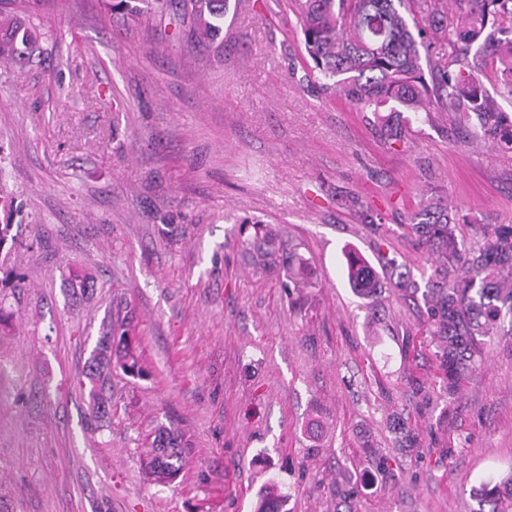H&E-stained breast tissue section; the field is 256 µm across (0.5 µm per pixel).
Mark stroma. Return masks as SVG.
I'll return each mask as SVG.
<instances>
[{
	"label": "stroma",
	"mask_w": 512,
	"mask_h": 512,
	"mask_svg": "<svg viewBox=\"0 0 512 512\" xmlns=\"http://www.w3.org/2000/svg\"><path fill=\"white\" fill-rule=\"evenodd\" d=\"M32 23L40 56L0 63V268L22 278L0 285V512H255L272 483L288 512H475L472 488L512 471V336L448 394L424 302L381 258L420 275L405 221L434 190L466 223L512 224V153L446 112L384 145L372 113L308 85L286 0H229L206 46L104 0ZM245 219L273 230L260 252ZM291 250L302 280L259 264ZM350 252L376 297L349 285ZM124 309L150 374L113 376L93 432L80 382ZM161 424L193 446L163 486L140 467Z\"/></svg>",
	"instance_id": "stroma-1"
}]
</instances>
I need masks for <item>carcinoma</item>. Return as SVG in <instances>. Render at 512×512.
Returning a JSON list of instances; mask_svg holds the SVG:
<instances>
[{
  "label": "carcinoma",
  "instance_id": "1",
  "mask_svg": "<svg viewBox=\"0 0 512 512\" xmlns=\"http://www.w3.org/2000/svg\"><path fill=\"white\" fill-rule=\"evenodd\" d=\"M44 0H0V62L24 60L35 42L30 19ZM306 57L307 79L332 97L345 96L360 112H374L380 138L389 145L407 139L421 114L451 113L455 126L474 141L512 152V120L484 90L480 75L496 59L504 89L512 97V30L489 23L512 0H455L457 21H448L447 0H289ZM229 0H117L112 10L136 18L190 21L189 35L199 44L221 34ZM429 65L432 84L424 79ZM348 205L361 223L372 224L370 208L357 196ZM408 227L428 248L429 275L422 299L432 320L430 335L441 339L448 393H455L481 359L487 338L509 320L512 335V224H471L460 233V219L448 203L431 196L412 211ZM245 245L260 248L264 224ZM397 287L408 297L419 293L409 269L387 260ZM347 278L371 297L378 288L372 269L348 255ZM142 377L138 348L128 339V323L118 320L101 336L85 365L92 403L91 428L111 420L113 374ZM192 448L177 428L158 426L142 468L157 485L171 483ZM489 512H512V471L472 489ZM257 512H282L280 496L268 487Z\"/></svg>",
  "mask_w": 512,
  "mask_h": 512
}]
</instances>
